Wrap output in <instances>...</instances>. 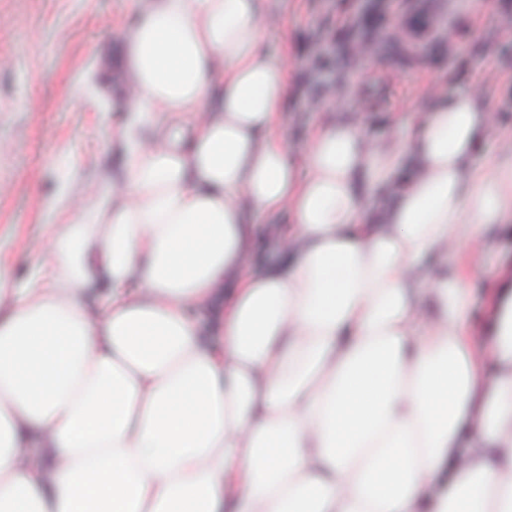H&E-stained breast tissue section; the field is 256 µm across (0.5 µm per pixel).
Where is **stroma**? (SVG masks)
I'll return each mask as SVG.
<instances>
[{
  "label": "stroma",
  "mask_w": 512,
  "mask_h": 512,
  "mask_svg": "<svg viewBox=\"0 0 512 512\" xmlns=\"http://www.w3.org/2000/svg\"><path fill=\"white\" fill-rule=\"evenodd\" d=\"M280 21L266 37L268 53L290 52L288 102L281 128L300 144L340 108L365 106L371 138L405 132L396 113L421 97L423 86L454 92L479 82L502 122L512 124V81L500 60L512 62V42L500 39L512 24V0L475 12L470 0H278ZM431 32L395 41L388 31L409 28L423 12ZM128 23L126 0H0V268L25 285L40 262L36 243L70 216V200L120 173L112 144L119 94L93 84V75L118 72ZM371 43L368 60L349 52ZM332 45L329 54L321 45ZM336 80L344 97L336 107L322 90Z\"/></svg>",
  "instance_id": "stroma-1"
}]
</instances>
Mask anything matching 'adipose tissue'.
<instances>
[{
	"instance_id": "1",
	"label": "adipose tissue",
	"mask_w": 512,
	"mask_h": 512,
	"mask_svg": "<svg viewBox=\"0 0 512 512\" xmlns=\"http://www.w3.org/2000/svg\"><path fill=\"white\" fill-rule=\"evenodd\" d=\"M130 9L122 174L25 287L0 268V512H512V286L485 336L468 287L512 129L467 86L299 160L269 0ZM280 212L252 267L249 215ZM260 240L256 261L270 263L277 258V239L284 224H290L288 215L278 214L275 216L259 215L255 218Z\"/></svg>"
}]
</instances>
